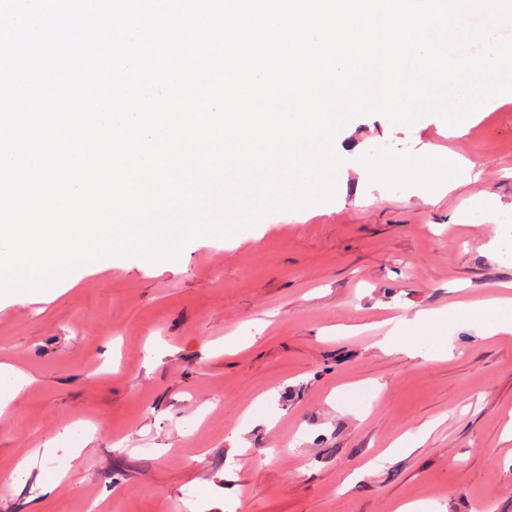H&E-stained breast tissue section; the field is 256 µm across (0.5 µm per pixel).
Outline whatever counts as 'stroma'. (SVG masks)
<instances>
[{"label": "stroma", "mask_w": 512, "mask_h": 512, "mask_svg": "<svg viewBox=\"0 0 512 512\" xmlns=\"http://www.w3.org/2000/svg\"><path fill=\"white\" fill-rule=\"evenodd\" d=\"M340 135L368 158L436 144L480 176L430 199L351 170L330 212L267 215L252 239L187 246L179 269L131 260L1 302L0 362L33 381L0 414V512H512V334L458 325L427 363L379 345L390 317L512 282V101L457 138L434 114ZM228 336L253 343L227 355ZM349 383L362 391L331 400ZM72 427L91 440L60 441ZM25 457L35 474L13 482ZM62 470L44 496L37 472Z\"/></svg>", "instance_id": "obj_1"}]
</instances>
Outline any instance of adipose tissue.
<instances>
[{
	"instance_id": "obj_1",
	"label": "adipose tissue",
	"mask_w": 512,
	"mask_h": 512,
	"mask_svg": "<svg viewBox=\"0 0 512 512\" xmlns=\"http://www.w3.org/2000/svg\"><path fill=\"white\" fill-rule=\"evenodd\" d=\"M462 323L480 326L490 336L512 334V297L499 295L456 302L441 310L419 311L410 319H396L382 345L388 350H405L412 357L427 361L431 355L421 347V338H444L451 327Z\"/></svg>"
}]
</instances>
